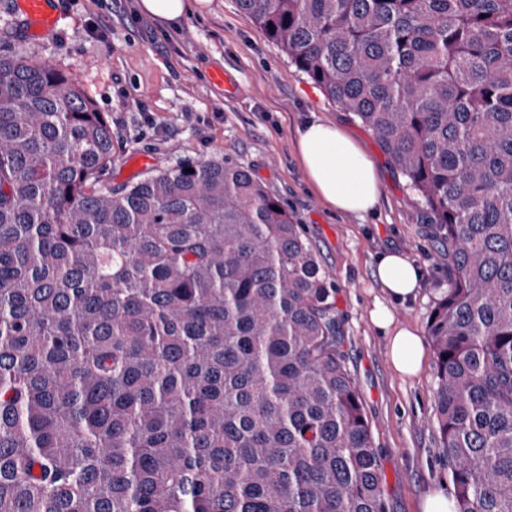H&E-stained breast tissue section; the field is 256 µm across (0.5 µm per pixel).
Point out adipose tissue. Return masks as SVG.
Masks as SVG:
<instances>
[{
  "mask_svg": "<svg viewBox=\"0 0 512 512\" xmlns=\"http://www.w3.org/2000/svg\"><path fill=\"white\" fill-rule=\"evenodd\" d=\"M212 0H138L140 12L158 21L176 24L190 16L209 12ZM295 146L306 180L317 197L336 213L365 214L380 196V179L371 159L358 142L336 123L316 119L297 130ZM376 277L387 297L404 300L414 296L420 279L416 266L402 254H385L376 267ZM372 324L389 338L390 362L396 372L413 376L424 359L416 330L395 326L388 307L376 303L370 312Z\"/></svg>",
  "mask_w": 512,
  "mask_h": 512,
  "instance_id": "ef3b65f1",
  "label": "adipose tissue"
}]
</instances>
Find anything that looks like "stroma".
Returning <instances> with one entry per match:
<instances>
[{
	"instance_id": "1",
	"label": "stroma",
	"mask_w": 512,
	"mask_h": 512,
	"mask_svg": "<svg viewBox=\"0 0 512 512\" xmlns=\"http://www.w3.org/2000/svg\"><path fill=\"white\" fill-rule=\"evenodd\" d=\"M54 30L32 35L17 0H0V49L71 73L112 126L103 179L136 182L156 169L219 159L247 165L301 224L336 288L347 366L358 385L380 458L388 512H419L428 493L450 494L438 427L436 358L397 374L388 339L369 321L382 291L379 257L396 250L421 273L414 299L390 305L395 324L426 334L448 285V250L406 178L351 114L289 63L245 20L236 0L170 27L139 12L137 0H50ZM335 122L373 161L380 198L367 214H337L311 190L295 151L297 127Z\"/></svg>"
}]
</instances>
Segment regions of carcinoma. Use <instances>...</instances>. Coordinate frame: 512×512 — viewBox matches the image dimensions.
<instances>
[{"instance_id": "cac0c4a2", "label": "carcinoma", "mask_w": 512, "mask_h": 512, "mask_svg": "<svg viewBox=\"0 0 512 512\" xmlns=\"http://www.w3.org/2000/svg\"><path fill=\"white\" fill-rule=\"evenodd\" d=\"M448 242L455 512H512V0H237ZM76 78L0 53V512H388L336 287L248 167L112 187Z\"/></svg>"}]
</instances>
